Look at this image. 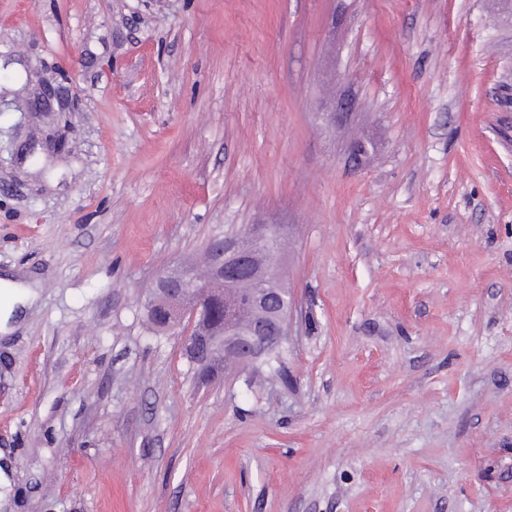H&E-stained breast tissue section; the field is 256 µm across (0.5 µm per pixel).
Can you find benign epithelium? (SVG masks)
Segmentation results:
<instances>
[{"instance_id": "obj_1", "label": "benign epithelium", "mask_w": 512, "mask_h": 512, "mask_svg": "<svg viewBox=\"0 0 512 512\" xmlns=\"http://www.w3.org/2000/svg\"><path fill=\"white\" fill-rule=\"evenodd\" d=\"M283 234L285 228L273 224H244L208 244L206 280L181 269L157 278L145 302L147 311L163 301L173 307L177 318L195 323L207 315L213 295L224 296V333L212 336L199 330L186 341V355L200 370L209 371L231 359L257 362L288 335L295 300L282 283L279 267ZM243 310L256 315L245 329L236 320Z\"/></svg>"}]
</instances>
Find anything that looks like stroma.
I'll use <instances>...</instances> for the list:
<instances>
[{
	"label": "stroma",
	"mask_w": 512,
	"mask_h": 512,
	"mask_svg": "<svg viewBox=\"0 0 512 512\" xmlns=\"http://www.w3.org/2000/svg\"><path fill=\"white\" fill-rule=\"evenodd\" d=\"M243 224L287 230L281 373L204 379L142 303ZM5 271L12 512H512V13L0 0ZM0 288H2V305L0 310V334H8L13 330V328L7 326V323L13 312L14 306L17 303H22L24 306H32L38 299V292L32 285L21 282L9 281L6 280L4 277L2 278V280L0 278Z\"/></svg>",
	"instance_id": "obj_1"
}]
</instances>
